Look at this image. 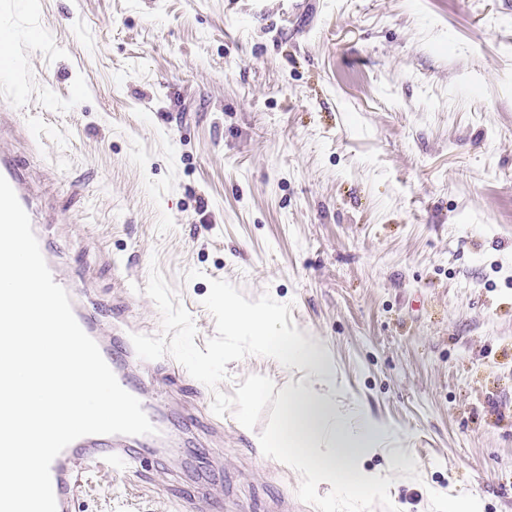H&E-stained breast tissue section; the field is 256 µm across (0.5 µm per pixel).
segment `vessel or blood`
Returning <instances> with one entry per match:
<instances>
[{
    "label": "vessel or blood",
    "mask_w": 512,
    "mask_h": 512,
    "mask_svg": "<svg viewBox=\"0 0 512 512\" xmlns=\"http://www.w3.org/2000/svg\"><path fill=\"white\" fill-rule=\"evenodd\" d=\"M17 109L16 96L0 92V133L11 132L15 140L26 144L29 156H37L40 152L39 139L29 127L13 122ZM0 176L11 185L29 217H36L29 164L20 163L16 156L0 151ZM39 247L55 282L67 291L79 326L97 343L103 359L121 387L129 390L131 395L140 397V389L133 387L132 379L126 372L127 365L139 361L132 341L125 338L118 328H106L101 315L96 309L90 308L82 291L61 271L47 241H40ZM139 442V437L130 435H87L68 445L50 467L57 512H74L79 464H106L113 472H120L128 459L136 457L135 447Z\"/></svg>",
    "instance_id": "obj_1"
}]
</instances>
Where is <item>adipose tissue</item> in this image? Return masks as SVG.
Returning <instances> with one entry per match:
<instances>
[{
	"mask_svg": "<svg viewBox=\"0 0 512 512\" xmlns=\"http://www.w3.org/2000/svg\"><path fill=\"white\" fill-rule=\"evenodd\" d=\"M226 329L250 336L256 349L289 368L306 370L310 384L288 391L274 428L264 436L265 447L285 454L288 464L316 483L335 486L350 497L357 490L377 491L380 474L363 469L359 459L390 438L363 409L343 413L336 404V367L328 349L317 339L276 326L267 310L224 296Z\"/></svg>",
	"mask_w": 512,
	"mask_h": 512,
	"instance_id": "obj_1",
	"label": "adipose tissue"
}]
</instances>
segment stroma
Here are the masks:
<instances>
[{"instance_id": "obj_1", "label": "stroma", "mask_w": 512, "mask_h": 512, "mask_svg": "<svg viewBox=\"0 0 512 512\" xmlns=\"http://www.w3.org/2000/svg\"><path fill=\"white\" fill-rule=\"evenodd\" d=\"M1 26L50 246L102 314L161 335L154 262L200 347L210 280L291 304L395 433L361 464L399 512H512V0H0ZM145 368L186 440L88 468L75 512H316L172 356ZM226 368L229 395L309 380Z\"/></svg>"}]
</instances>
